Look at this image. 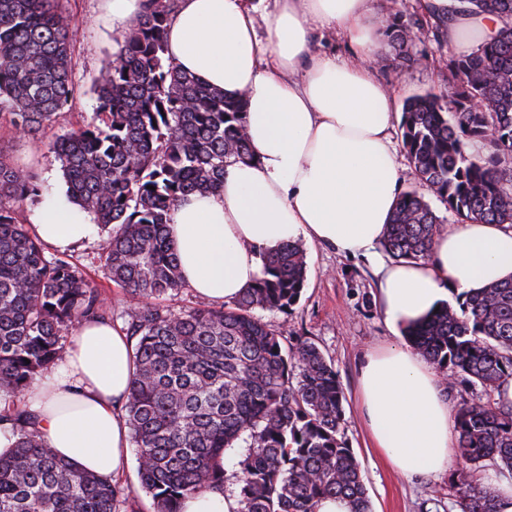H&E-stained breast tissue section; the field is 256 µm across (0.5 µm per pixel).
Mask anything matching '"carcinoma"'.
<instances>
[{
    "mask_svg": "<svg viewBox=\"0 0 512 512\" xmlns=\"http://www.w3.org/2000/svg\"><path fill=\"white\" fill-rule=\"evenodd\" d=\"M173 0L144 11L95 84L83 126L48 143L67 197L106 232L97 260L131 304L123 330L132 345L124 411L137 448L139 487L154 512L225 490L222 459L244 447L237 512H316L341 496L372 512L360 464L342 433L346 400L334 365L308 339L284 344L256 311L287 313L307 281L306 255L292 242L264 257L263 276L233 304L175 312L157 300L184 287L166 234L193 193L224 186V163L252 157L241 100L178 70L164 31ZM464 11L500 27L472 52L448 59L441 94H414L402 107L401 139L414 178L462 223L512 225V0H465ZM70 19L54 0H0V127L36 137L79 94L72 77ZM390 60L408 65L415 24L400 14L383 28ZM481 145L482 152L467 150ZM33 172L0 150V391L21 394L60 358L82 322L112 321V304L67 256L19 221L41 196ZM441 221L424 198L402 192L383 237L397 261L429 257ZM438 373L467 380L476 399L455 415L459 467L448 512H497L476 474H512V280L445 303L408 334ZM13 454L0 456V512H122L131 492L81 472L42 440L33 413L11 403Z\"/></svg>",
    "mask_w": 512,
    "mask_h": 512,
    "instance_id": "1",
    "label": "carcinoma"
}]
</instances>
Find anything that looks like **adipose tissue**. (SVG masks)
I'll return each mask as SVG.
<instances>
[{
	"mask_svg": "<svg viewBox=\"0 0 512 512\" xmlns=\"http://www.w3.org/2000/svg\"><path fill=\"white\" fill-rule=\"evenodd\" d=\"M375 2L279 0L262 43L248 0H179L166 55L225 97L244 100L253 157L227 162L223 188L189 195L166 232L184 284L227 304L261 277L265 256L289 242L374 261L381 309L398 342L366 358L363 417L391 466L435 473L455 444L448 404L433 365L399 339L449 292L512 279V226L457 224L439 231L428 259L380 261L376 245L402 178L388 136L393 99L375 70L383 27ZM315 22L344 36L355 62L313 54ZM30 228L54 249L98 233L91 215L62 196L38 209ZM131 354L120 329L83 323L59 364L25 390L47 446L79 470L113 477L127 465L129 430L119 408Z\"/></svg>",
	"mask_w": 512,
	"mask_h": 512,
	"instance_id": "adipose-tissue-1",
	"label": "adipose tissue"
}]
</instances>
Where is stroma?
Segmentation results:
<instances>
[{"label":"stroma","instance_id":"obj_1","mask_svg":"<svg viewBox=\"0 0 512 512\" xmlns=\"http://www.w3.org/2000/svg\"><path fill=\"white\" fill-rule=\"evenodd\" d=\"M56 8L71 21L70 41L73 70L84 93L55 125L38 138L0 132V147L30 168L42 185L43 200L62 194L65 184L60 163L46 147L49 140L78 128L90 120L96 107L91 91L115 59L116 35L105 20L103 0H57ZM409 51L413 66L380 63L376 74L394 95L395 107L415 93L443 92L445 65L449 56L464 49L448 42L433 22H424ZM390 137L400 164L402 189H418L445 226L456 222L444 203L428 188L417 187L401 142V122L393 120ZM99 239L82 243L72 252L88 279L105 291L114 313L129 306V296L104 279L97 263ZM307 282L300 302L288 313L262 312L283 341L303 336L314 341L333 362L345 392L343 436L359 460L373 512H432L435 501L447 500L450 471L407 477L388 465L376 452L359 414L357 377L367 354L374 348L393 344L380 307L377 278L365 258H346L311 244L305 245Z\"/></svg>","mask_w":512,"mask_h":512}]
</instances>
